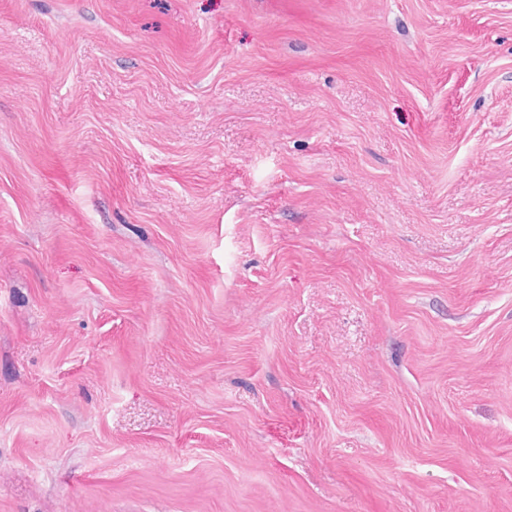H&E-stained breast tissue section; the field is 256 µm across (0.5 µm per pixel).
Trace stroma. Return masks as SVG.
<instances>
[{"label": "stroma", "mask_w": 512, "mask_h": 512, "mask_svg": "<svg viewBox=\"0 0 512 512\" xmlns=\"http://www.w3.org/2000/svg\"><path fill=\"white\" fill-rule=\"evenodd\" d=\"M0 512H512V0H0Z\"/></svg>", "instance_id": "stroma-1"}]
</instances>
